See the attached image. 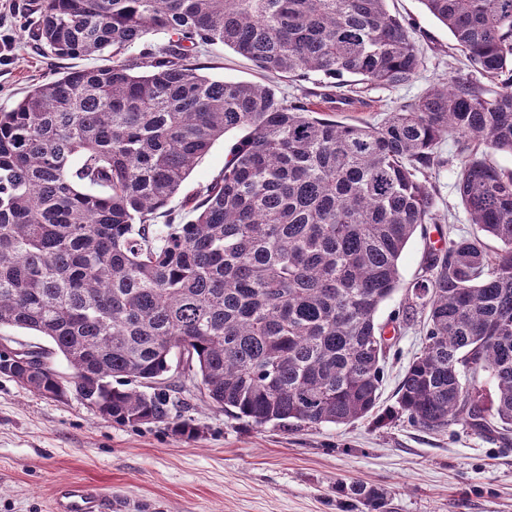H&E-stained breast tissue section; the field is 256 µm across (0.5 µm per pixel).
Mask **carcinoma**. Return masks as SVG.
I'll list each match as a JSON object with an SVG mask.
<instances>
[{
    "mask_svg": "<svg viewBox=\"0 0 512 512\" xmlns=\"http://www.w3.org/2000/svg\"><path fill=\"white\" fill-rule=\"evenodd\" d=\"M422 3L500 89L457 77L380 123H343L322 105L348 94L287 105L270 85L206 75L200 50L298 81L406 85L422 55L385 0H41L42 46L60 58L110 48L112 64L0 110V328L49 339L71 370L0 343V375L133 426L171 419L165 393L147 389L177 353L183 377L236 419L316 428L375 415L387 349L375 316L401 287L410 238L446 220L429 173L448 135L471 145L457 190L480 233L428 252L392 320L426 313L424 347L376 422L511 435L512 172L480 147L512 154V0ZM158 34L166 44L132 55ZM231 130L242 136L224 168L168 207ZM336 491L351 512H392L375 485Z\"/></svg>",
    "mask_w": 512,
    "mask_h": 512,
    "instance_id": "1",
    "label": "carcinoma"
}]
</instances>
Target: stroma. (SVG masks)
Wrapping results in <instances>:
<instances>
[{"mask_svg": "<svg viewBox=\"0 0 512 512\" xmlns=\"http://www.w3.org/2000/svg\"><path fill=\"white\" fill-rule=\"evenodd\" d=\"M387 9L415 27L423 57L420 74L405 87L362 89L358 102L331 109L333 119L376 123L438 81H482L421 0H387ZM33 20L29 0H0V33L15 36L10 57L0 58V110L13 107L43 80L109 63L105 53L53 55L35 41ZM200 60L214 78L273 82L289 104L320 89L316 75L305 82L269 79L228 48L202 49ZM239 137L230 131L216 140L181 195L209 183ZM466 152V142L443 140L446 164L431 182L437 207L448 219L409 240L399 263L402 286L380 306L379 324L402 311L408 286L421 275L440 236L474 232L456 187L458 160ZM422 347L418 319L393 339L380 409L394 405L398 382ZM158 385L172 414L192 421L197 438L176 434L167 422L134 427L106 422L77 397L46 399L0 376V512H52L58 486L69 480L99 485L120 512H341L336 485L353 481L383 489L394 512H512V439L480 435L459 424L429 432L404 419L383 425L368 418L316 428L257 426L209 406L178 370Z\"/></svg>", "mask_w": 512, "mask_h": 512, "instance_id": "1", "label": "stroma"}]
</instances>
